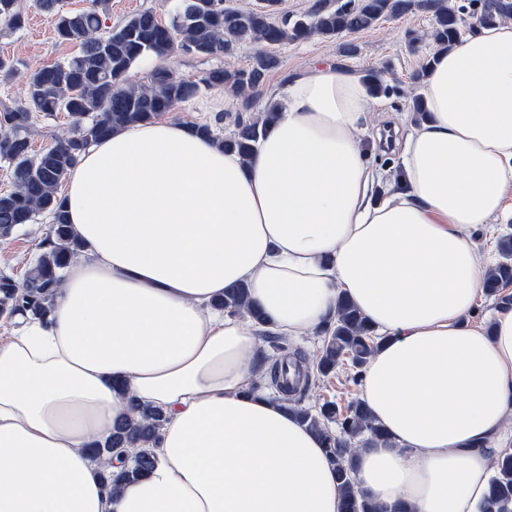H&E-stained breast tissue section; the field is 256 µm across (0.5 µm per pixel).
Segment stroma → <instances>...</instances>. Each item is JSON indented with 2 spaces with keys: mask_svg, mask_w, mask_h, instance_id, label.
<instances>
[{
  "mask_svg": "<svg viewBox=\"0 0 512 512\" xmlns=\"http://www.w3.org/2000/svg\"><path fill=\"white\" fill-rule=\"evenodd\" d=\"M26 23L13 31L0 23V57L13 60L16 74L7 81L0 80V107H14L24 103L29 76L41 67L61 62L74 56L79 46L60 41L48 16L36 0H20ZM431 11L415 8L396 17H387L371 29L338 38L319 36L288 45L270 47L277 60L263 86L250 102L236 101L234 107L224 105V90L220 87H201L199 93L180 104L171 116L174 119L210 125L219 136H227L234 129L237 113H257L265 95L284 90L291 76L305 71L319 62L336 64L343 70L365 75L381 72L384 80L400 89L399 96L377 97L376 107L362 124L358 137L371 164L383 179H390L400 168L396 150L379 146V136L385 127L394 126L395 111H408L411 99L419 94L420 86L413 76L432 57L434 46L426 34L431 27ZM258 43L239 45L234 53L225 55L176 54L161 60L148 55L131 69L128 79L135 84L148 83L152 71L165 65L177 75L197 81L214 70L250 67L254 55L261 51ZM49 223L45 216L16 228L10 236L0 239V274L23 280L39 254L38 244L46 235ZM348 367H340L330 379L319 382L307 393L304 403L317 407L331 400L341 404L360 398L361 389L347 381Z\"/></svg>",
  "mask_w": 512,
  "mask_h": 512,
  "instance_id": "1",
  "label": "stroma"
}]
</instances>
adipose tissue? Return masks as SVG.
I'll list each match as a JSON object with an SVG mask.
<instances>
[{
	"label": "adipose tissue",
	"mask_w": 512,
	"mask_h": 512,
	"mask_svg": "<svg viewBox=\"0 0 512 512\" xmlns=\"http://www.w3.org/2000/svg\"><path fill=\"white\" fill-rule=\"evenodd\" d=\"M421 94L379 198L355 136L376 100L331 64L267 98L249 161L168 116L86 148L64 193L82 248L48 317L0 341V512H341L320 438L248 389L259 331H315L342 294L385 339L362 400L389 440L358 453L360 490L479 512L512 448V309L489 334L466 320L493 260L475 235L512 191V22L438 54ZM238 283L265 326L215 306ZM129 393L166 421L154 467L115 491L89 447Z\"/></svg>",
	"instance_id": "ef3b65f1"
}]
</instances>
